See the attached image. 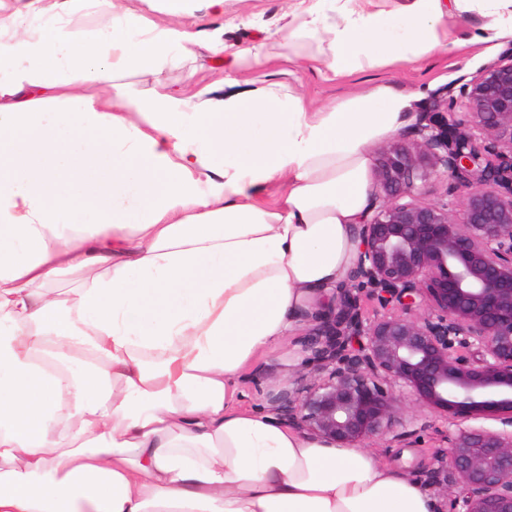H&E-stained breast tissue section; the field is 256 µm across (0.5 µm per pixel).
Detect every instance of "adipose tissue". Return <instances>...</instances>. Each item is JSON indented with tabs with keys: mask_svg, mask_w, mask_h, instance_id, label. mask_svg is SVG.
Wrapping results in <instances>:
<instances>
[{
	"mask_svg": "<svg viewBox=\"0 0 512 512\" xmlns=\"http://www.w3.org/2000/svg\"><path fill=\"white\" fill-rule=\"evenodd\" d=\"M149 3L0 0V512H434L369 453L239 406L351 269L369 148L413 94L142 92L124 73L224 54L180 23L224 0ZM474 11L473 43L512 28V0H295L276 54L233 58L308 40L336 77L416 63Z\"/></svg>",
	"mask_w": 512,
	"mask_h": 512,
	"instance_id": "obj_1",
	"label": "adipose tissue"
}]
</instances>
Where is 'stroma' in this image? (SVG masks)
I'll return each mask as SVG.
<instances>
[{"mask_svg": "<svg viewBox=\"0 0 512 512\" xmlns=\"http://www.w3.org/2000/svg\"><path fill=\"white\" fill-rule=\"evenodd\" d=\"M292 0H225L223 16L216 17L202 11L184 16L186 26L195 29L224 31V43L229 50L258 47L266 42L270 33L282 28L288 21V7ZM483 19L470 14L457 31V46L435 53L423 62L405 64L398 68L379 67L347 77L331 78L323 70L308 65H296L278 58L261 69L242 65L226 66L217 63L207 53H198L182 65L158 73L130 74L129 80L146 90L155 83L190 95L197 90L223 81L225 90H244L269 82H284L316 104L346 96L376 84L388 83L398 90L417 91L412 105L413 112L429 107L439 89L460 86L479 69L495 60L506 47L507 38L488 44H471L470 39L481 26ZM304 328H297L282 338L264 357L249 368L242 380L243 396L240 403L249 410L269 411L273 399L291 380L297 379L308 355L304 343ZM423 431L408 437L404 442L388 440L378 442L370 453L379 465L415 478L434 455L446 447L448 425L431 411H423Z\"/></svg>", "mask_w": 512, "mask_h": 512, "instance_id": "1", "label": "stroma"}]
</instances>
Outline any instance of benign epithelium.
Masks as SVG:
<instances>
[{
  "instance_id": "1",
  "label": "benign epithelium",
  "mask_w": 512,
  "mask_h": 512,
  "mask_svg": "<svg viewBox=\"0 0 512 512\" xmlns=\"http://www.w3.org/2000/svg\"><path fill=\"white\" fill-rule=\"evenodd\" d=\"M434 180L445 190L426 200ZM369 212L346 279L306 318L319 378L274 412L368 449L417 433L429 409L452 426L420 474L439 510L512 512V41L387 143ZM485 416L506 428L468 424Z\"/></svg>"
}]
</instances>
